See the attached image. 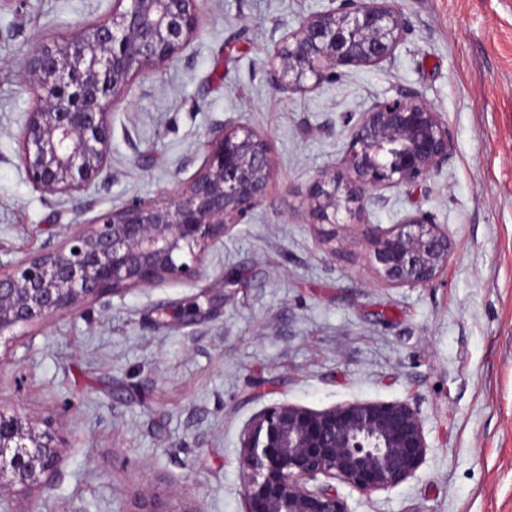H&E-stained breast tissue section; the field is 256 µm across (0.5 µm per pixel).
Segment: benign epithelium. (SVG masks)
I'll return each instance as SVG.
<instances>
[{
  "mask_svg": "<svg viewBox=\"0 0 512 512\" xmlns=\"http://www.w3.org/2000/svg\"><path fill=\"white\" fill-rule=\"evenodd\" d=\"M204 0H113L112 14L25 62L36 101L19 135V160L32 186L76 193L106 169L109 108L144 70L174 61L199 29ZM405 28L390 0H336L304 19L267 53L273 90L314 91L336 69L391 58ZM451 140L441 113L413 89L374 102L346 142L342 174L324 170L302 202L311 224H359L366 200L420 186L448 163ZM273 175L269 138L228 121L207 143L201 170L164 200L134 198L79 224L65 240L0 271V339L43 324L90 298L190 277L206 249L261 204ZM379 275L395 285H428L454 251L448 233L416 212L367 232ZM428 450L419 413L408 403L352 402L315 412L280 404L246 426L239 465L245 512H348L330 481L362 494L413 476ZM65 446L16 409L0 405V488L43 482Z\"/></svg>",
  "mask_w": 512,
  "mask_h": 512,
  "instance_id": "obj_1",
  "label": "benign epithelium"
}]
</instances>
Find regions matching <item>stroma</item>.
I'll use <instances>...</instances> for the list:
<instances>
[{"instance_id": "1", "label": "stroma", "mask_w": 512, "mask_h": 512, "mask_svg": "<svg viewBox=\"0 0 512 512\" xmlns=\"http://www.w3.org/2000/svg\"><path fill=\"white\" fill-rule=\"evenodd\" d=\"M331 0H206L189 47L130 81L112 108L87 209L33 189L19 132L34 101L24 62L107 16L112 0H0V267L63 241L80 219L187 184L234 120L270 139L267 195L207 249L201 273L85 301L0 342V403L66 445L11 512H245L240 439L255 414L404 401L428 443L415 475L349 512H512V0H394V55L283 97L264 60ZM417 90L448 125L447 165L386 190L360 224H311L301 202L339 166L353 121ZM426 213L457 249L438 279L394 286L367 227Z\"/></svg>"}]
</instances>
